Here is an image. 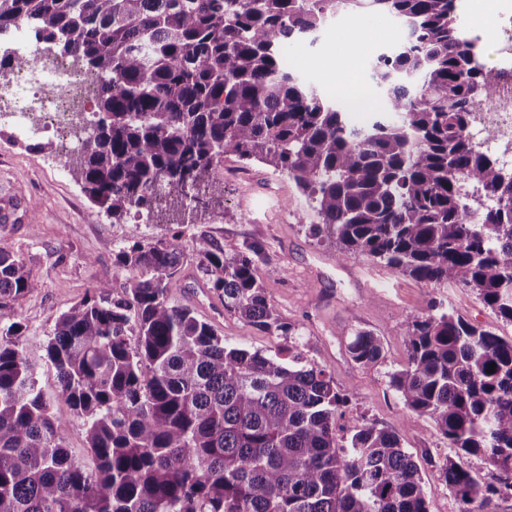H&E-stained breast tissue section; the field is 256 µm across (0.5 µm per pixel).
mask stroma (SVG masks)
Here are the masks:
<instances>
[{
	"label": "stroma",
	"mask_w": 512,
	"mask_h": 512,
	"mask_svg": "<svg viewBox=\"0 0 512 512\" xmlns=\"http://www.w3.org/2000/svg\"><path fill=\"white\" fill-rule=\"evenodd\" d=\"M396 26L390 15L380 12L341 17L315 38L290 43L288 61L302 80L331 100H338V82L347 75L367 91L372 57L392 47L385 34ZM217 171L224 178L223 202L199 212L194 223L118 221L90 202L69 166L59 165L56 153L28 149L1 136L0 196L13 190L17 200L9 222L0 223V243L25 262L37 282L17 303L31 355H41L60 315L84 300L97 281H110L113 293L122 291L128 275L114 264L121 247L135 238L149 242L175 235L184 246L185 262L171 300L192 306L200 318L218 327L228 344L264 352L285 346V337L261 332L225 311L206 292L198 268L199 239L228 254L260 242L264 258L258 274L268 279L271 305L283 321L298 327L305 357L324 368L351 398L340 426L349 430L371 423L397 434L419 467L429 512H460L461 504L438 467L450 453L447 440L430 419L412 414L389 384V373L407 359L403 320L437 298L503 339L512 338V323L498 318L467 289L432 287L365 255L340 254L311 230L313 213L287 173L232 155L224 157ZM359 331L379 335L380 364L362 368L352 361L347 346ZM38 379L55 397L54 370L41 367ZM53 411L68 424V447L87 459L81 421L56 397Z\"/></svg>",
	"instance_id": "35a3bbf8"
}]
</instances>
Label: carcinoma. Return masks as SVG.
<instances>
[{
	"label": "carcinoma",
	"instance_id": "cac0c4a2",
	"mask_svg": "<svg viewBox=\"0 0 512 512\" xmlns=\"http://www.w3.org/2000/svg\"><path fill=\"white\" fill-rule=\"evenodd\" d=\"M457 0H0V29L22 20L80 60L96 107L68 163L116 220L181 219L184 197L224 198L227 155L285 171L307 197L312 231L416 280L467 288L512 322V168L471 133L495 85ZM376 10L403 22L371 64L384 111L356 128L305 87L288 44L332 17ZM204 287L224 309L288 337L270 354L230 346L187 305L179 237L133 240L114 263L123 292L98 281L63 313L36 359L16 303L37 283L0 244V512H428L419 468L398 436L337 426L348 399L305 359L257 273L263 246L234 255L197 242ZM406 365L389 373L405 407L431 419L454 455L441 473L479 512L512 495V340L433 299L410 313ZM351 359H383L359 331ZM50 365L83 422L86 465L38 383ZM495 371L489 372L490 364ZM481 455L498 484L463 457Z\"/></svg>",
	"mask_w": 512,
	"mask_h": 512
}]
</instances>
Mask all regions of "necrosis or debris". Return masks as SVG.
<instances>
[{
	"instance_id": "4bbe7bcc",
	"label": "necrosis or debris",
	"mask_w": 512,
	"mask_h": 512,
	"mask_svg": "<svg viewBox=\"0 0 512 512\" xmlns=\"http://www.w3.org/2000/svg\"><path fill=\"white\" fill-rule=\"evenodd\" d=\"M501 52L497 95L478 111L494 132L488 147L500 151L503 162L512 166V41ZM0 53L24 61L8 81L0 82V129L10 130L19 141L54 135L60 158H68L80 145L75 124L92 127L93 102L85 92L89 76L75 56L48 57L41 42L20 37L14 27L0 31Z\"/></svg>"
}]
</instances>
